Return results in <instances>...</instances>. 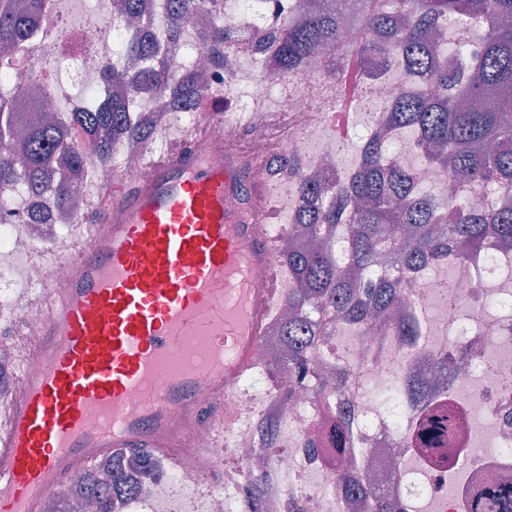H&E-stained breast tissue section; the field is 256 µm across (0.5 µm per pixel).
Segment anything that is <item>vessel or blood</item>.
Returning <instances> with one entry per match:
<instances>
[{"mask_svg": "<svg viewBox=\"0 0 512 512\" xmlns=\"http://www.w3.org/2000/svg\"><path fill=\"white\" fill-rule=\"evenodd\" d=\"M224 135L188 138L137 178L113 179L98 223L35 300L48 319L0 400V512L100 458L147 451L192 470L224 436V401L273 309V250ZM208 402H200V392Z\"/></svg>", "mask_w": 512, "mask_h": 512, "instance_id": "1", "label": "vessel or blood"}]
</instances>
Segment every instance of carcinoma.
I'll return each instance as SVG.
<instances>
[{
	"mask_svg": "<svg viewBox=\"0 0 512 512\" xmlns=\"http://www.w3.org/2000/svg\"><path fill=\"white\" fill-rule=\"evenodd\" d=\"M47 0H0V210L13 193L48 199L58 208L71 204L74 177L89 173L86 157L102 164L114 159L122 139L148 140L152 132L143 118L155 94L167 95L173 113L194 112L202 95L195 68L173 77L171 56L180 53L196 13H209L208 49L219 60L235 52L242 26L224 23V0H161L164 19L160 46L144 26L117 42L115 61L138 63L134 70L108 69L102 84L126 83L130 95L114 97L80 112H65L46 121L41 113L20 112L13 87L22 73L11 56L34 40V21L45 14ZM145 0H120V12L144 18ZM300 17L294 24L269 21L276 67L270 79L288 82L311 55L331 57L326 73H339L348 53L343 45L341 18L357 19L360 40L355 51L370 78L399 64L406 74L425 78V95L405 94L385 107L391 128L421 137L423 156L456 180L457 185H488L512 193V0H298ZM472 23L481 29L477 48L454 54L457 67L438 62L431 41L433 30L448 21ZM492 99L495 107L484 106ZM391 141L368 138L352 169H336V190L325 195L322 182L299 180L295 189L304 201L291 233L321 238L344 222L350 224L348 267L328 249L293 245L283 251L291 286L282 289V302L293 315L281 322L282 360L269 372L302 374L314 348L313 337L338 312L340 323L366 325L390 310L406 290L421 285L423 273L464 258L494 237L512 241V209L448 206L442 213L421 189L414 168L398 164L389 152ZM304 164L282 156L269 170L277 185ZM431 412L439 406L435 392L408 381L404 389H389L386 405L414 397ZM452 419L425 430L418 445L429 447ZM152 454L141 451L111 458L112 473L100 481L97 470L83 473V490L92 494L97 512H114L116 495H129L125 471L142 467ZM338 482L349 492L372 498L373 512H392L387 496L366 487L355 473H342ZM471 512H512V487L490 485L470 504Z\"/></svg>",
	"mask_w": 512,
	"mask_h": 512,
	"instance_id": "cac0c4a2",
	"label": "carcinoma"
}]
</instances>
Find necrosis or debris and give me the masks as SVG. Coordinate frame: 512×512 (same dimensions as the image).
I'll use <instances>...</instances> for the list:
<instances>
[{
	"label": "necrosis or debris",
	"mask_w": 512,
	"mask_h": 512,
	"mask_svg": "<svg viewBox=\"0 0 512 512\" xmlns=\"http://www.w3.org/2000/svg\"><path fill=\"white\" fill-rule=\"evenodd\" d=\"M104 7L103 0H56L65 28L37 22L41 41L54 43L58 56L74 64V79L91 86L112 62L107 49L114 29L96 19ZM196 63L208 74L207 103L222 108L224 153L247 158L253 183H266L273 157L288 153L316 169L334 160V143L351 141L365 128L374 134L382 130L375 114L352 108L367 85L356 55L347 56L337 80L324 77V60L309 61L273 108L268 105L269 83L261 75L252 77L244 101L236 93L237 66L213 64L203 51ZM15 67L29 76L18 96L19 108L40 101L46 83L55 87V101H68L73 111L81 108V100L69 99L65 86L48 70L39 46L17 55ZM147 118L152 140L121 141L119 167L92 164L96 187H109L118 175L139 176L152 146L172 137L166 111L149 112ZM29 213L25 204L0 212V251L21 255L41 245L58 256L63 253L57 225L29 223ZM403 302L418 314V336H401L388 319L320 338L310 364L318 369L346 363L347 379L338 391L320 389L311 376L270 379L267 355L280 349L279 320L271 318L254 351L258 377L225 401L223 447L201 438L191 475L178 472L165 458H154L148 492L129 499L117 512H186L191 502L197 512H229V503L241 502L256 458L265 462L270 475L256 512H371L367 499L346 497L336 481L354 462L364 483L382 489L396 512H467L486 481L512 483V245L492 243L426 271L422 288ZM46 320L44 310L13 300L12 278L1 271L0 329L18 325L33 342ZM409 379L431 381L456 418L441 456L423 455L412 442L425 417L421 404L404 401L393 425L367 391L372 381L390 380L401 387ZM341 407L349 410L352 424L351 446L343 454L331 432ZM269 419L285 427L273 448L263 447L257 433ZM219 462L223 482L200 486L199 477Z\"/></svg>",
	"instance_id": "necrosis-or-debris-1"
}]
</instances>
